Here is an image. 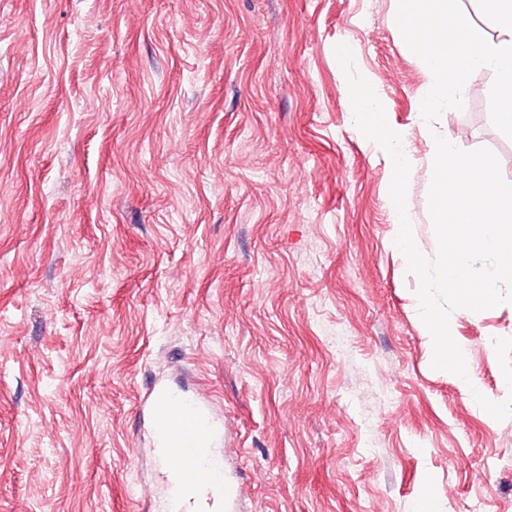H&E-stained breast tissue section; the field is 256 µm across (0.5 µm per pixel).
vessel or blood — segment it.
<instances>
[{
    "label": "vessel or blood",
    "mask_w": 512,
    "mask_h": 512,
    "mask_svg": "<svg viewBox=\"0 0 512 512\" xmlns=\"http://www.w3.org/2000/svg\"><path fill=\"white\" fill-rule=\"evenodd\" d=\"M151 417L166 512H237L243 489L212 442L217 424L205 397L159 386Z\"/></svg>",
    "instance_id": "1"
}]
</instances>
